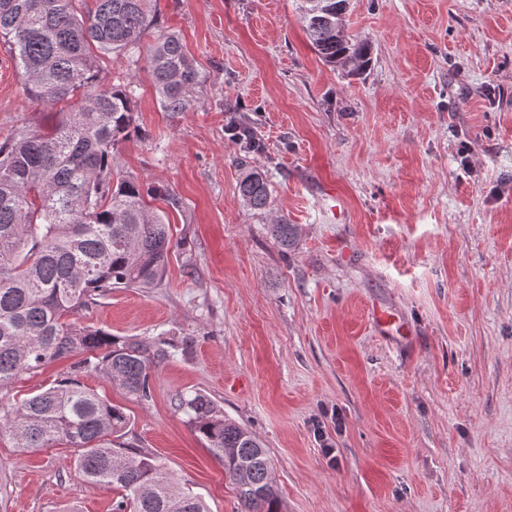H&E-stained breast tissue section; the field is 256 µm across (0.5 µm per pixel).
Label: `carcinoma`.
Returning <instances> with one entry per match:
<instances>
[{
	"label": "carcinoma",
	"instance_id": "cac0c4a2",
	"mask_svg": "<svg viewBox=\"0 0 512 512\" xmlns=\"http://www.w3.org/2000/svg\"><path fill=\"white\" fill-rule=\"evenodd\" d=\"M74 2L0 0V46L27 93L50 105L81 96L46 129L0 144V391L24 373L85 355L49 388L1 405L0 432L23 450L58 441L75 449L74 462L90 482L121 491L114 512H209L159 457L122 441L130 415L81 380L102 374L134 399H151V372L167 356L165 341L114 336L77 324L76 316L114 288H149L162 279L175 247L173 227L166 211L146 199L173 210L182 200L113 170L118 145L135 130L134 89H99L90 55L92 46L103 55H137L152 0H95L81 16ZM348 7L349 0H305L300 20L324 64L359 74L371 46L341 33ZM147 66L165 111H188L200 74L179 38L159 33ZM238 191L251 209L270 203L259 172L244 175ZM270 232L284 250L296 241L294 224H273ZM177 407L224 468L236 512H280L259 439L202 393L180 395Z\"/></svg>",
	"mask_w": 512,
	"mask_h": 512
}]
</instances>
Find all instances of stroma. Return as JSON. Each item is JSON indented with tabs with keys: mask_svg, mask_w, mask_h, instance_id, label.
Returning <instances> with one entry per match:
<instances>
[{
	"mask_svg": "<svg viewBox=\"0 0 512 512\" xmlns=\"http://www.w3.org/2000/svg\"><path fill=\"white\" fill-rule=\"evenodd\" d=\"M301 4L154 0L141 45L181 39L201 75L186 112L164 111L145 61L97 56L103 87L135 90L116 166L183 207L161 283L78 316L171 342L151 400L84 382L210 512L236 494L182 393L262 442L281 512H512V0H350L345 33L373 47L360 76L319 59ZM23 84L0 48V142L51 116ZM238 124L257 150L242 154ZM247 168L269 182L264 210L240 199ZM279 223L297 227L291 250ZM374 306L408 333L377 335ZM73 364L18 377L0 403ZM119 497L66 445L23 452L0 433V512H113Z\"/></svg>",
	"mask_w": 512,
	"mask_h": 512,
	"instance_id": "obj_1",
	"label": "stroma"
}]
</instances>
